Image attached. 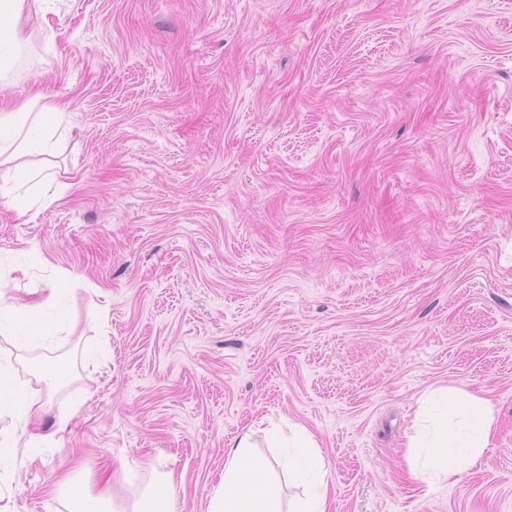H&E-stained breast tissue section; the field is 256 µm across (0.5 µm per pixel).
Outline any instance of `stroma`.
<instances>
[{
    "label": "stroma",
    "instance_id": "35a3bbf8",
    "mask_svg": "<svg viewBox=\"0 0 512 512\" xmlns=\"http://www.w3.org/2000/svg\"><path fill=\"white\" fill-rule=\"evenodd\" d=\"M18 27L0 105L44 91L71 132L31 159L58 200L0 202L11 295L64 287L47 343L0 335L47 404L0 442L55 435L0 459L12 512L170 472L206 512L262 420L315 441L329 512H512V0H48ZM441 388L495 434L424 482Z\"/></svg>",
    "mask_w": 512,
    "mask_h": 512
}]
</instances>
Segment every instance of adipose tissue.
<instances>
[{
  "label": "adipose tissue",
  "mask_w": 512,
  "mask_h": 512,
  "mask_svg": "<svg viewBox=\"0 0 512 512\" xmlns=\"http://www.w3.org/2000/svg\"><path fill=\"white\" fill-rule=\"evenodd\" d=\"M28 0H0V74L12 65L24 38L16 24ZM67 117L52 106L47 113L35 110L34 102L18 108L0 109V196L15 197L18 173L27 171L26 157L49 153ZM40 305L21 307L8 303L0 289V334L10 333L25 341L45 335L38 322ZM38 399L17 384L7 366H0V415L27 420L39 407ZM437 417L438 431L433 440L414 434L410 447L416 448L412 474L421 480L452 481L476 466L494 433V419L485 401L465 390H439L421 402L417 419L428 414ZM254 430H246L224 451V475L210 497L207 512H327V472L318 461V448L298 442L286 464L296 476L311 486L310 494L294 506L284 504L278 475L266 457L254 451ZM176 489L166 476L148 487L120 512H175Z\"/></svg>",
  "instance_id": "obj_1"
}]
</instances>
